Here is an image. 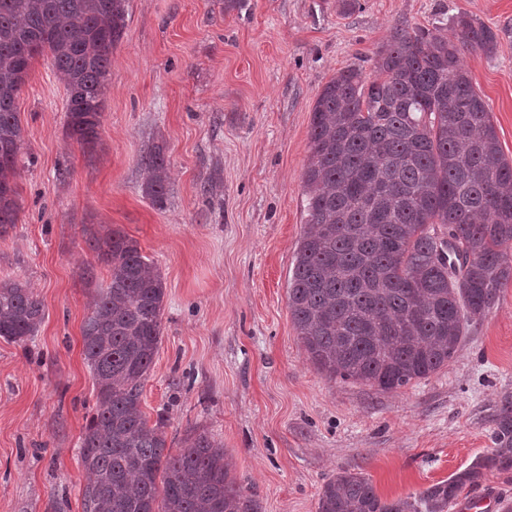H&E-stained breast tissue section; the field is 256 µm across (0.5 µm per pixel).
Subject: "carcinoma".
<instances>
[{
  "label": "carcinoma",
  "instance_id": "obj_1",
  "mask_svg": "<svg viewBox=\"0 0 512 512\" xmlns=\"http://www.w3.org/2000/svg\"><path fill=\"white\" fill-rule=\"evenodd\" d=\"M126 0H0V228L20 211L24 140L17 98L36 55L49 51L67 91V137L91 153L100 139L112 47ZM456 42L395 28L375 56L334 76L312 111L302 175L307 213L288 308L308 357L331 379L392 393L455 357L470 326L512 282V161L460 50L493 52V31L466 16ZM145 194L163 207L164 148L141 158ZM109 282L82 326L97 410L79 454L91 475L83 512H261L236 484L224 444L188 430L171 452L166 421L150 425L143 385L162 336L165 284L139 242L94 232ZM44 320L27 282L0 278V338L23 343ZM491 454L421 493L394 500L348 470L327 480L316 512H448L486 471L512 470V402L501 404Z\"/></svg>",
  "mask_w": 512,
  "mask_h": 512
}]
</instances>
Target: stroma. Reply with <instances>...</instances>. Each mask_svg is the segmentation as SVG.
<instances>
[{
  "label": "stroma",
  "instance_id": "1",
  "mask_svg": "<svg viewBox=\"0 0 512 512\" xmlns=\"http://www.w3.org/2000/svg\"><path fill=\"white\" fill-rule=\"evenodd\" d=\"M464 15L496 36L462 54L512 160V0H126L112 49L101 144L65 135L67 93L37 56L18 98L19 218L0 234V277L21 278L45 319L0 339V512H82L79 446L96 408L81 327L98 285L83 268L99 226L136 239L166 284L162 336L144 383L169 438L208 432L262 512H316L349 470L393 499L491 453L512 397V283L448 366L394 393L317 371L297 337L288 283L306 223L312 111L341 70L376 75L394 27L453 37ZM163 145L170 190L143 193L140 156ZM512 471H488L449 512H499Z\"/></svg>",
  "mask_w": 512,
  "mask_h": 512
}]
</instances>
